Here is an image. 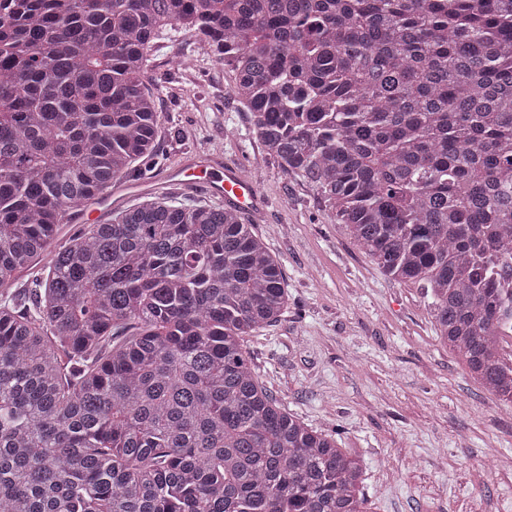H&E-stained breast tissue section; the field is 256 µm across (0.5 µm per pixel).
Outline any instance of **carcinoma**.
Returning <instances> with one entry per match:
<instances>
[{
  "mask_svg": "<svg viewBox=\"0 0 512 512\" xmlns=\"http://www.w3.org/2000/svg\"><path fill=\"white\" fill-rule=\"evenodd\" d=\"M0 39V512H366L361 460L244 338L287 306L235 209L162 195L52 247L153 156L170 31L231 68L265 152L424 291L512 406V0H18Z\"/></svg>",
  "mask_w": 512,
  "mask_h": 512,
  "instance_id": "obj_1",
  "label": "carcinoma"
}]
</instances>
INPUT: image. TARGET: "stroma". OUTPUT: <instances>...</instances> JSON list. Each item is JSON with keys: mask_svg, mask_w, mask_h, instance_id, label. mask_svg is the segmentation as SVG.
<instances>
[{"mask_svg": "<svg viewBox=\"0 0 512 512\" xmlns=\"http://www.w3.org/2000/svg\"><path fill=\"white\" fill-rule=\"evenodd\" d=\"M183 54L193 68L173 67ZM150 76L159 179L113 181L98 223L162 194L211 203L205 188L167 187L162 175L197 156L246 161L264 199L254 232L281 263L288 292L281 320L245 339L260 382L360 454L368 512H512V409L437 341L420 289L385 275L344 225L328 222L316 191L263 152L230 93L232 73L207 46L170 33Z\"/></svg>", "mask_w": 512, "mask_h": 512, "instance_id": "obj_1", "label": "stroma"}]
</instances>
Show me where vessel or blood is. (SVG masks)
<instances>
[{"label": "vessel or blood", "instance_id": "vessel-or-blood-1", "mask_svg": "<svg viewBox=\"0 0 512 512\" xmlns=\"http://www.w3.org/2000/svg\"><path fill=\"white\" fill-rule=\"evenodd\" d=\"M178 173L183 184L202 185L211 196L232 201L239 211L255 212L262 207L257 186L241 164H223L206 156L183 164Z\"/></svg>", "mask_w": 512, "mask_h": 512}]
</instances>
